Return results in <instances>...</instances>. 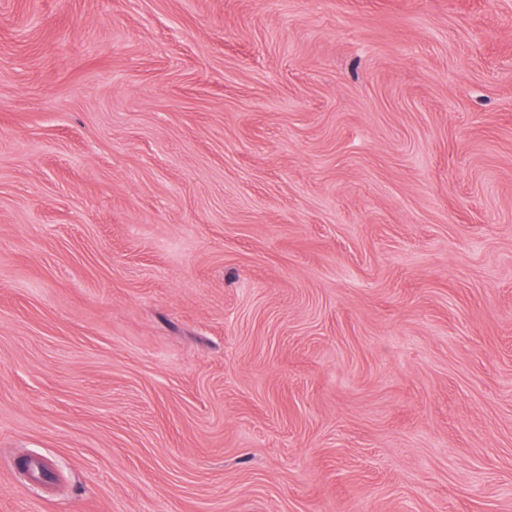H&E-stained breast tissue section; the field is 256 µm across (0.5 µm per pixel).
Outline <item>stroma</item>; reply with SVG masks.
<instances>
[{
  "label": "stroma",
  "instance_id": "stroma-1",
  "mask_svg": "<svg viewBox=\"0 0 512 512\" xmlns=\"http://www.w3.org/2000/svg\"><path fill=\"white\" fill-rule=\"evenodd\" d=\"M0 512H512V0H0Z\"/></svg>",
  "mask_w": 512,
  "mask_h": 512
}]
</instances>
